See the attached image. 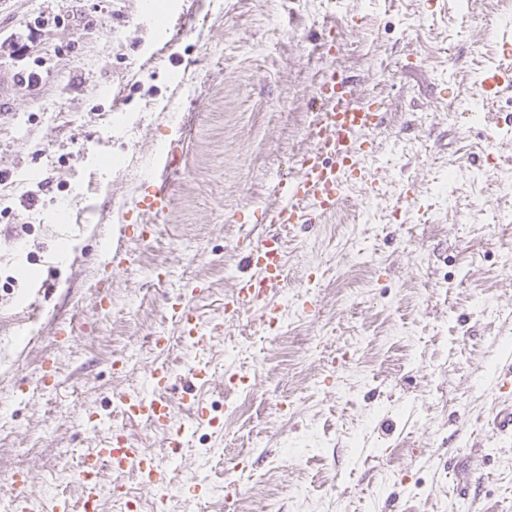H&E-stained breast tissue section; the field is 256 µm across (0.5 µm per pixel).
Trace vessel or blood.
Segmentation results:
<instances>
[{"mask_svg": "<svg viewBox=\"0 0 512 512\" xmlns=\"http://www.w3.org/2000/svg\"><path fill=\"white\" fill-rule=\"evenodd\" d=\"M353 90L337 91L335 77L323 79L317 86L315 97L321 103L317 121L309 129L314 148L298 161V176L283 187L284 204L267 214L273 224H305L313 213L333 212L339 203L341 187L349 170L358 165L362 138L379 122V114L369 104L353 100ZM254 273L239 282L237 289L225 301V309L238 316L252 306L264 302L270 292L282 287L285 277V255L282 249L272 248L269 242L257 243L248 255ZM179 333L192 346H202L206 334L199 322L185 309H178ZM157 391L142 397L123 398L125 416L142 420L152 426L167 425L174 417L173 407L161 388L166 387L168 376L159 372L154 376ZM114 473L132 472L141 483L160 487L164 476L154 466L147 449L124 444L120 448H100L84 456L79 464L82 493L74 500L63 499L59 512H98V475L102 469ZM16 494L13 498L16 512H47V503L33 499L26 493L27 477L14 478Z\"/></svg>", "mask_w": 512, "mask_h": 512, "instance_id": "obj_1", "label": "vessel or blood"}]
</instances>
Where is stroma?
I'll list each match as a JSON object with an SVG mask.
<instances>
[{
	"mask_svg": "<svg viewBox=\"0 0 512 512\" xmlns=\"http://www.w3.org/2000/svg\"><path fill=\"white\" fill-rule=\"evenodd\" d=\"M145 5L0 0V500L18 471L32 497L77 498L79 458L119 428L169 477V512H224L229 480L235 512H512V432L492 424L512 405V90L482 87L512 0H165L158 27ZM331 72L379 125L334 212L265 223ZM154 181L160 214L136 205ZM267 237L274 330L264 307L224 315ZM159 367L172 425L126 420L114 392L151 394ZM117 483L157 512L132 473L102 477L103 512ZM173 310L178 314L176 319L181 335L179 337L186 339L193 347L202 346L206 342V333L200 326V323L193 318L185 308L182 309L181 303L179 302L173 306Z\"/></svg>",
	"mask_w": 512,
	"mask_h": 512,
	"instance_id": "35a3bbf8",
	"label": "stroma"
}]
</instances>
